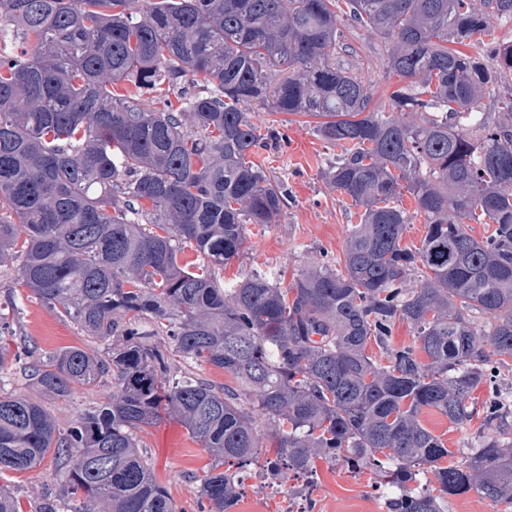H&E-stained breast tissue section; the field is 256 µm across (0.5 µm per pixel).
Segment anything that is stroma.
I'll return each instance as SVG.
<instances>
[{
	"instance_id": "obj_1",
	"label": "stroma",
	"mask_w": 512,
	"mask_h": 512,
	"mask_svg": "<svg viewBox=\"0 0 512 512\" xmlns=\"http://www.w3.org/2000/svg\"><path fill=\"white\" fill-rule=\"evenodd\" d=\"M249 119L259 126H275L287 136L284 145L271 144L259 149L254 160L264 173L288 190V202L275 223L248 227L250 249L242 258L224 268L232 279L250 269L277 268L294 274L312 258L328 255L339 258L352 224L358 218L354 207L328 185L321 176L328 153L325 143L314 134L304 118L275 112L263 106L252 107ZM12 298L16 306L7 330L0 338L10 345L27 343L49 353L69 347H83L87 339L73 322L56 316L18 283L14 268L0 269V303ZM109 385L77 387L65 398L47 400L46 405L59 425H67L85 409L104 402ZM422 424L445 442L448 463L463 464L478 448L485 429L481 418L460 425L434 410L423 411ZM139 446L149 458L157 480L185 512H198L195 486L205 475L212 459L176 418L162 416L138 434ZM54 457L25 473H4L0 485L15 490L22 504H29L59 491ZM242 496L232 512H300L307 498H314L313 512H387V500L396 496L393 488L377 487L370 471H356L346 463H319L315 489L305 479L289 477L268 485L262 465L245 473Z\"/></svg>"
}]
</instances>
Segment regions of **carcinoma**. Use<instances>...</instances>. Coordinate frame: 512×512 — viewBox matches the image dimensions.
<instances>
[{
    "label": "carcinoma",
    "mask_w": 512,
    "mask_h": 512,
    "mask_svg": "<svg viewBox=\"0 0 512 512\" xmlns=\"http://www.w3.org/2000/svg\"><path fill=\"white\" fill-rule=\"evenodd\" d=\"M132 2L0 0V36L23 35L0 51V268L112 342L25 350L47 397L104 377L112 392L62 429L46 405L0 390V473L60 461V493L34 512H179L136 440L165 414L214 461L200 512H231L266 438L267 475L311 484L316 461H343L399 490L388 512H444L445 496L469 492L512 504L496 393L462 466L439 464L448 448L420 420L470 422L473 391L512 372V41L483 40L512 23V0ZM343 24L380 40L397 78L388 109L372 106ZM256 101L315 119L340 148L322 175L360 209L343 257L287 286L276 269L228 286L220 275L248 251L246 225L274 223L287 202L249 159L283 140L243 112ZM407 194L426 226L414 250L401 246ZM187 248L202 263L179 264ZM398 321L413 345L390 346ZM423 472L436 486L409 487ZM0 512H22L2 488ZM184 366L204 382H207L217 388L224 387V384L234 386L233 379L227 373H224V370L216 368L208 363L193 362L190 364H184Z\"/></svg>",
    "instance_id": "cac0c4a2"
}]
</instances>
